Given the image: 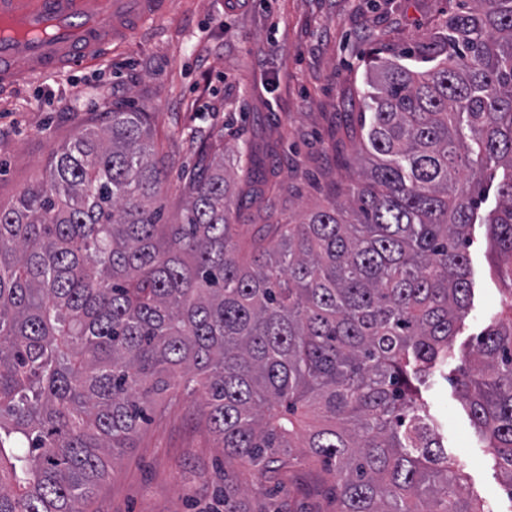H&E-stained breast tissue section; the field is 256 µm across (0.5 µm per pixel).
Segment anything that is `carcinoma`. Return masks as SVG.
<instances>
[{"mask_svg":"<svg viewBox=\"0 0 512 512\" xmlns=\"http://www.w3.org/2000/svg\"><path fill=\"white\" fill-rule=\"evenodd\" d=\"M369 165L303 221L236 240L224 156L185 183L176 221L147 113L115 111L0 205V512H81L176 390L204 397L224 512L291 467L335 482L336 512H492L430 425L486 224L509 287L457 385L512 497V0H473L409 62L369 61ZM498 202L479 214L482 178Z\"/></svg>","mask_w":512,"mask_h":512,"instance_id":"obj_1","label":"carcinoma"}]
</instances>
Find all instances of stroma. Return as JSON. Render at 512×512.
I'll list each match as a JSON object with an SVG mask.
<instances>
[{"label": "stroma", "instance_id": "35a3bbf8", "mask_svg": "<svg viewBox=\"0 0 512 512\" xmlns=\"http://www.w3.org/2000/svg\"><path fill=\"white\" fill-rule=\"evenodd\" d=\"M168 13L84 65L0 86V204L42 180L54 152L112 110L147 113L167 180L158 205L174 220L183 175L219 142L224 165L240 149L261 163L244 199L240 231L288 218L344 195L356 169L367 69L373 51L416 54L462 0H169ZM470 307L436 375L430 413L449 458L467 475L463 492L512 512L503 473L487 460L453 381L499 309L503 286L486 225L470 231ZM234 464L203 414L201 397L173 398L123 449L83 512H216L215 490ZM319 468L295 462L268 480L260 512H334L313 494Z\"/></svg>", "mask_w": 512, "mask_h": 512}]
</instances>
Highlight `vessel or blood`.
Instances as JSON below:
<instances>
[{
	"mask_svg": "<svg viewBox=\"0 0 512 512\" xmlns=\"http://www.w3.org/2000/svg\"><path fill=\"white\" fill-rule=\"evenodd\" d=\"M0 0V82L86 62L166 12L165 0Z\"/></svg>",
	"mask_w": 512,
	"mask_h": 512,
	"instance_id": "b4317fda",
	"label": "vessel or blood"
}]
</instances>
